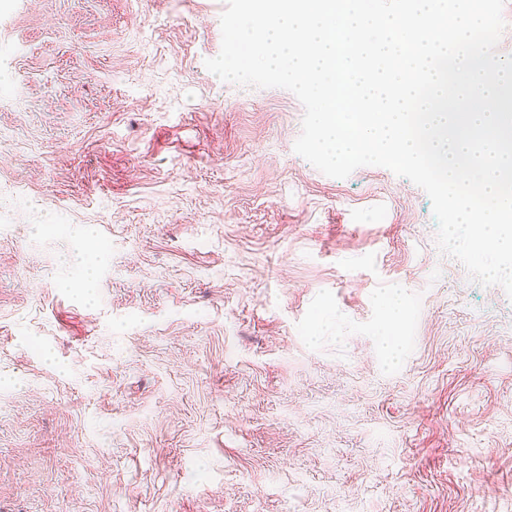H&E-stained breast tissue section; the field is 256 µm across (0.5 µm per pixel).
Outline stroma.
<instances>
[{"instance_id": "1", "label": "stroma", "mask_w": 512, "mask_h": 512, "mask_svg": "<svg viewBox=\"0 0 512 512\" xmlns=\"http://www.w3.org/2000/svg\"><path fill=\"white\" fill-rule=\"evenodd\" d=\"M225 8L0 0V512H512V299L206 69ZM388 312L387 317L392 323V328L384 331V341L386 343L387 352L392 355L395 353L401 342L400 336H398L396 327L398 323L402 320L407 312L406 305L400 300V296L397 291H394L392 295L388 299Z\"/></svg>"}]
</instances>
